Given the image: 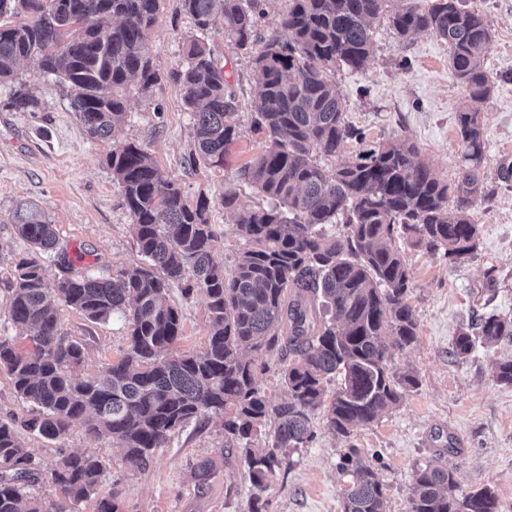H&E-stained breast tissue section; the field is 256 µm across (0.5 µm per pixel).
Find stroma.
Masks as SVG:
<instances>
[{
	"instance_id": "1",
	"label": "stroma",
	"mask_w": 512,
	"mask_h": 512,
	"mask_svg": "<svg viewBox=\"0 0 512 512\" xmlns=\"http://www.w3.org/2000/svg\"><path fill=\"white\" fill-rule=\"evenodd\" d=\"M468 4L486 14L493 29L485 64L495 87L483 108V178L493 198L477 200L470 209L479 226L477 247L455 262L443 253L403 243L417 338L396 353L391 369L413 372L417 387L393 410L347 437L329 431L321 414H314L317 437L294 451L289 469L276 474L263 494L267 512H340L348 478L338 464L350 446L376 460L387 512H407L415 469L426 464L451 470L460 493L491 488L501 512H512V386L493 378L496 362L512 356V343L478 348L463 360L452 354L460 329L475 314L512 319V189L497 178L500 156L512 155V0ZM192 33L190 20L177 14L173 0H168L146 35L161 79L146 93L138 83L128 86L127 121L113 141L135 140L176 180L189 201L201 195L210 200V222L218 235L213 260L229 268L244 242L220 197L226 186L236 184L238 169L264 146L252 129L255 73L248 55L228 46L223 27L208 31L206 41L237 94L238 137L225 167L184 166L193 146L192 116L171 74L181 66L182 44ZM372 33L366 66H340L333 74L349 120L363 128L371 142L410 137L437 178L454 181L460 156L457 113L464 92L448 71L447 44L427 33L400 40L383 18ZM37 69V60L31 59L20 65L18 74L41 100L43 111L0 109V336L16 333L5 323L7 285L27 250L12 227L17 200L39 205L55 225L59 246L75 269L108 276L140 260L120 188L107 163L113 141L91 140L61 86L37 77ZM168 301L181 315L182 335L175 351H203L209 334L206 298H186L173 287ZM59 314L66 336L84 348L82 374L120 359L127 345L121 315L93 322L66 306ZM21 442L47 469L70 452L102 456L109 468L99 494H117L119 512H249L252 486L246 465L241 453L225 457L224 424L218 418L185 426L143 471L128 466L122 449L112 442L80 430L57 440L25 433ZM446 443L453 444V452H442ZM203 459L212 461L213 472L201 484L194 468Z\"/></svg>"
}]
</instances>
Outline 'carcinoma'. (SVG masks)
<instances>
[{
	"label": "carcinoma",
	"mask_w": 512,
	"mask_h": 512,
	"mask_svg": "<svg viewBox=\"0 0 512 512\" xmlns=\"http://www.w3.org/2000/svg\"><path fill=\"white\" fill-rule=\"evenodd\" d=\"M165 0H0V84H10L0 107L40 112L41 102L17 67L38 60L40 72L62 83L86 133L107 139L127 116L124 89L150 88L146 31ZM289 0L285 37L257 31L262 0H177L176 11L205 33L217 22L238 49L262 44L252 58L257 75L253 128L265 137L254 162L237 179L270 200L245 207L235 188L221 196L235 213L245 247L226 269L212 261L216 237L210 200L191 204L164 177L141 145H112L107 161L118 183L142 261L108 277L80 271L47 283L39 255L57 251L54 225L29 200L15 204L12 223L34 254L20 259L9 285L7 322L26 332L33 350L0 336V368L8 374L28 414L0 423V512H46L30 488L44 478L59 492L55 512H74L97 499L96 512H118L116 494L99 496L108 465L100 457L70 453L46 472L19 443V430L60 439L75 430L106 438L124 450L125 462L146 469L156 450L193 421L224 416L228 451L240 447L253 487L250 512H263L260 493L290 453L316 438L312 422L347 436L398 404L418 385L390 362L411 346L417 324L407 302L411 288L400 242L444 251L455 260L475 249L478 225L469 213L486 198L482 177L485 130L481 111L493 90L484 67L492 40L486 15L462 0ZM387 17L405 38L427 32L448 43V70L464 91L457 115L461 164L448 184L434 176L410 139L379 141L332 173L318 157H340L347 143L366 135L350 122L333 81L336 66L360 69L371 52L374 22ZM184 67L175 73L194 115L191 167L222 168L236 140L237 97L222 64L205 42L184 43ZM344 219L345 232L327 227ZM207 299L210 334L201 353H176L179 310L170 288ZM91 321L119 313L126 351L103 371L76 375L81 344L64 334L59 306ZM512 342V320L480 315L457 336L453 355L476 346ZM276 355L285 360L286 399L273 403L256 381ZM339 379L327 395V384ZM274 420L272 442L254 447L263 425ZM340 467L349 476L342 512H386L378 466L348 448ZM409 512H501L495 492L483 487L457 494L453 472L418 466Z\"/></svg>",
	"instance_id": "carcinoma-1"
}]
</instances>
